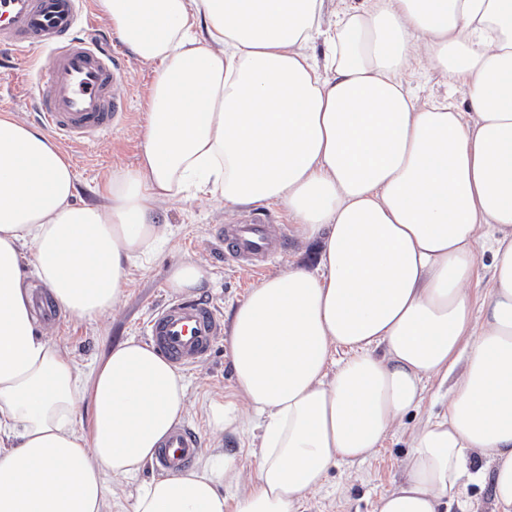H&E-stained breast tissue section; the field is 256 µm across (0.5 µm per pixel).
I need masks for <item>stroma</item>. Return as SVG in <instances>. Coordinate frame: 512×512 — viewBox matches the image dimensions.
<instances>
[{
	"label": "stroma",
	"mask_w": 512,
	"mask_h": 512,
	"mask_svg": "<svg viewBox=\"0 0 512 512\" xmlns=\"http://www.w3.org/2000/svg\"><path fill=\"white\" fill-rule=\"evenodd\" d=\"M94 34L121 63L120 89L127 97L128 118L111 132L79 145L64 146L63 151L77 176L76 198L82 202L100 201L99 190L106 179L113 173L138 166L141 132L148 118L147 103L154 77L153 69L140 62L120 42L105 20H98ZM48 66L49 57L44 53L36 59L19 56L0 59V113L7 112L19 122L34 124L32 100ZM409 87L425 102L445 98L460 107L465 104L464 87L438 75L417 71ZM239 215V210L225 208L220 201L160 203L157 216L160 222L172 225V240L157 252L143 256L132 268L114 311L94 322L58 315L56 321L47 326L52 341L77 361L87 363L102 357L125 339L145 340L152 315L172 297L166 282L167 271L183 260L194 261L208 272L209 279L199 289L197 297L223 317L239 305L263 277L280 272L289 262L299 258L307 265H315L313 248L291 236L286 239L283 253L269 262L263 273L226 264L224 246L215 231L221 225L234 223ZM183 375L188 393L183 419L196 432L201 453L221 448L237 453L240 464L252 468L254 459L243 448L240 435L214 433L208 424L211 399L229 395L233 387L224 340H217L210 354L195 367L184 369ZM408 434V426L391 432L377 454L364 464L332 467L325 486L307 496L302 512H373L377 496L401 474Z\"/></svg>",
	"instance_id": "obj_1"
}]
</instances>
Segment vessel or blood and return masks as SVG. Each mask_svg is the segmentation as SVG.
Here are the masks:
<instances>
[{
	"instance_id": "b4317fda",
	"label": "vessel or blood",
	"mask_w": 512,
	"mask_h": 512,
	"mask_svg": "<svg viewBox=\"0 0 512 512\" xmlns=\"http://www.w3.org/2000/svg\"><path fill=\"white\" fill-rule=\"evenodd\" d=\"M95 19L87 0H0V47L37 56L49 52L51 64L36 97L41 124L61 142L77 145L109 132L126 117L119 90L120 66L111 50L89 39ZM277 244L264 214L224 228V251L239 266L260 271ZM224 333L222 319L207 304L174 298L151 322L150 344L175 364L197 363ZM199 442L184 424H175L160 445L155 469L186 468Z\"/></svg>"
}]
</instances>
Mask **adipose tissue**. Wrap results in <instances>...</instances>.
Wrapping results in <instances>:
<instances>
[{
	"label": "adipose tissue",
	"instance_id": "1",
	"mask_svg": "<svg viewBox=\"0 0 512 512\" xmlns=\"http://www.w3.org/2000/svg\"><path fill=\"white\" fill-rule=\"evenodd\" d=\"M97 0L153 65L136 168L99 203L52 138L0 114V512H112L185 412L183 375L129 338L82 368L36 318L98 319L169 241L164 200L278 205L318 262H292L229 315L218 450L142 486L127 512H299L422 406L374 512H450L489 484L512 512V0ZM467 106L426 104L416 67ZM489 254L481 307L469 286ZM345 358H337L338 350ZM235 488V497L225 494Z\"/></svg>",
	"mask_w": 512,
	"mask_h": 512
}]
</instances>
